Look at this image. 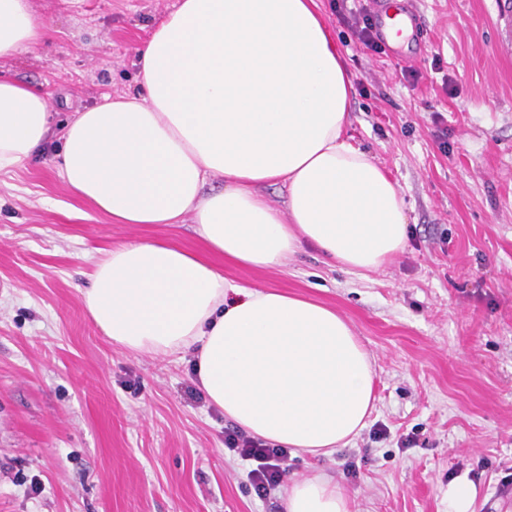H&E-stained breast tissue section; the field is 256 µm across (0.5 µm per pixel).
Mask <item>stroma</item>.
Wrapping results in <instances>:
<instances>
[{"label":"stroma","mask_w":512,"mask_h":512,"mask_svg":"<svg viewBox=\"0 0 512 512\" xmlns=\"http://www.w3.org/2000/svg\"><path fill=\"white\" fill-rule=\"evenodd\" d=\"M175 2L32 0L51 35L0 74L46 91L61 121L134 92L137 51ZM412 3L423 35L373 51L339 20L358 0H320L365 87L346 136L397 185L403 251L364 276L310 250L282 270L218 263L347 319L375 371L365 428L328 458L289 452L286 484L258 498L192 355L116 348L84 306L103 252L202 250L192 222L111 223L41 158L0 173V512H283L287 483L319 471L354 512H448L460 477L475 512H512V0Z\"/></svg>","instance_id":"1"}]
</instances>
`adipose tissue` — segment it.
Segmentation results:
<instances>
[{"mask_svg":"<svg viewBox=\"0 0 512 512\" xmlns=\"http://www.w3.org/2000/svg\"><path fill=\"white\" fill-rule=\"evenodd\" d=\"M47 33L30 0H0V60ZM137 81L66 122L63 176L113 223L192 220L208 253L113 248L89 274V316L123 350L193 353L209 402L252 437L332 456L373 407L369 355L335 309L211 261L279 269L311 248L361 275L406 243L396 185L343 138L353 86L317 0H179L140 49ZM50 113L41 92L0 78V171L44 153ZM285 512L352 507L317 474L291 485Z\"/></svg>","mask_w":512,"mask_h":512,"instance_id":"obj_1","label":"adipose tissue"}]
</instances>
